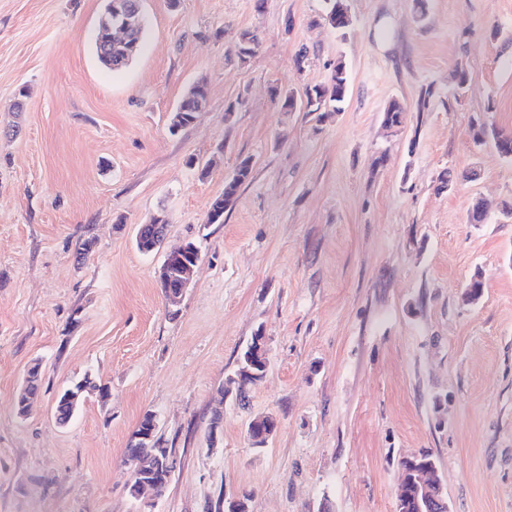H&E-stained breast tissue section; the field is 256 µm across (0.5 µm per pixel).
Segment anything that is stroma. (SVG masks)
<instances>
[{
	"instance_id": "stroma-1",
	"label": "stroma",
	"mask_w": 512,
	"mask_h": 512,
	"mask_svg": "<svg viewBox=\"0 0 512 512\" xmlns=\"http://www.w3.org/2000/svg\"><path fill=\"white\" fill-rule=\"evenodd\" d=\"M348 4L342 34L325 0H142L144 47L114 73L94 50L103 0H0V512H207L243 491L248 512H397L400 461L422 451L452 512H512V158L476 139L512 130V0ZM340 62L342 111L284 107ZM199 82L206 111L171 132ZM244 158L250 181L209 223ZM157 217L165 243L141 252ZM189 242L171 305L158 271ZM255 335L269 366L243 406ZM86 377L106 396L58 425ZM148 412L178 467L137 501L125 453ZM259 416L276 428L257 448ZM187 247L195 248L198 252L197 246L192 243H186ZM185 245L177 249L171 250L167 253L164 263L160 269L163 276L172 277L177 280L179 293L187 287L193 268L199 260V254H189L185 251ZM266 352L262 336L256 335L242 353L235 373L236 379L232 380L233 383L238 384L241 401L246 397V388L263 379V361Z\"/></svg>"
}]
</instances>
